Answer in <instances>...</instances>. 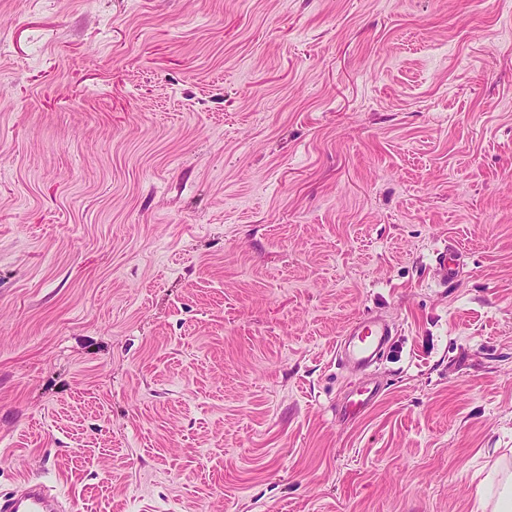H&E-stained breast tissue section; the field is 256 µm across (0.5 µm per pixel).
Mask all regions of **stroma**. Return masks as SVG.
Returning a JSON list of instances; mask_svg holds the SVG:
<instances>
[{
    "instance_id": "1",
    "label": "stroma",
    "mask_w": 512,
    "mask_h": 512,
    "mask_svg": "<svg viewBox=\"0 0 512 512\" xmlns=\"http://www.w3.org/2000/svg\"><path fill=\"white\" fill-rule=\"evenodd\" d=\"M0 30V495L492 512L512 0H0ZM368 314L398 334L360 373ZM436 263L442 281L454 282L461 276L460 261L454 247L448 245V247L438 251ZM392 330L378 315L356 320L336 346L337 356L345 357L359 368L371 366L390 345ZM380 390L376 386L360 387L352 392L342 403L341 411L348 416H355L368 407L379 395Z\"/></svg>"
}]
</instances>
